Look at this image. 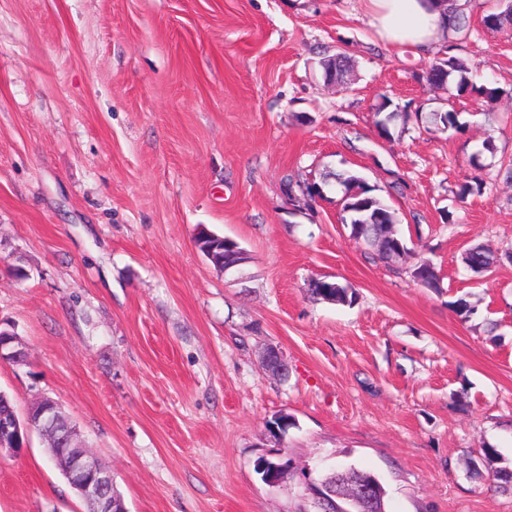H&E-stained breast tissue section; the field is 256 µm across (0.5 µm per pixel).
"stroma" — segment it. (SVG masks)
<instances>
[{
  "label": "stroma",
  "instance_id": "35a3bbf8",
  "mask_svg": "<svg viewBox=\"0 0 512 512\" xmlns=\"http://www.w3.org/2000/svg\"><path fill=\"white\" fill-rule=\"evenodd\" d=\"M495 3L469 0L459 51L499 89L490 109L426 84L431 56L385 46L360 0H0V318L29 352L0 363V391L18 413L54 399L129 512H315L307 481L350 466L379 478L386 512H512L466 476L486 444L512 466V263L474 278L460 262L512 248ZM339 53L351 69L326 81ZM385 97L466 129L380 138ZM329 169L381 189L414 243L402 265L350 237L335 191L289 202V181ZM474 174L482 192L459 200ZM202 225L246 249L240 271L200 253ZM420 258L440 289L410 278ZM313 277L356 303L312 298ZM463 294L477 317L452 309ZM282 455L292 469L265 481L258 462ZM0 512H86L40 434L0 458Z\"/></svg>",
  "mask_w": 512,
  "mask_h": 512
}]
</instances>
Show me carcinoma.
Here are the masks:
<instances>
[{"label": "carcinoma", "instance_id": "carcinoma-1", "mask_svg": "<svg viewBox=\"0 0 512 512\" xmlns=\"http://www.w3.org/2000/svg\"><path fill=\"white\" fill-rule=\"evenodd\" d=\"M454 24H452V37L448 39L447 50L442 56L435 59L429 66L425 78L429 84H449L454 86L458 95L477 94L489 104L499 97L498 90L484 86H476L471 71L458 56L452 54L457 49V41L467 37L470 30V17L467 9L457 3L448 8ZM485 28L491 31H501L512 28V0H499V7L484 15L482 19ZM346 58L339 53L336 58L321 61L325 78L339 80L345 70ZM390 106L389 100H384L378 107V112L384 117L376 121L380 128V136L391 140L400 136L405 130L409 119H415L417 125L432 130H454L458 133L464 131V126L458 121L455 112H385ZM341 188L342 223L350 229V237L361 243L367 253L372 257L385 262L396 263L409 256L411 249L402 234L395 211L384 200L375 194L376 188L369 185L364 177L352 172H328L322 175L320 181L302 186L301 183L288 182V199L297 200V194L307 195L306 202H314V197H326L325 188L331 184ZM196 246L201 253L214 252L223 254L224 241L219 237L200 235L195 238ZM499 257L491 250L473 245L468 247L461 255V263L476 275H482L491 270ZM413 281H422L426 288L440 287V277L435 266L421 260L409 268ZM308 292L320 300L336 304H352L354 295L350 286L337 281L313 279L309 282ZM482 456L490 465V470L482 472L475 461L467 465V472L473 479L488 478L493 486L503 492L512 491V468L507 466L494 467L492 463L500 460L497 449L487 445L482 448Z\"/></svg>", "mask_w": 512, "mask_h": 512}]
</instances>
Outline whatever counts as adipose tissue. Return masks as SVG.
Here are the masks:
<instances>
[{
	"label": "adipose tissue",
	"mask_w": 512,
	"mask_h": 512,
	"mask_svg": "<svg viewBox=\"0 0 512 512\" xmlns=\"http://www.w3.org/2000/svg\"><path fill=\"white\" fill-rule=\"evenodd\" d=\"M380 38L395 49L431 50L442 30L444 10L432 0H361Z\"/></svg>",
	"instance_id": "obj_1"
}]
</instances>
